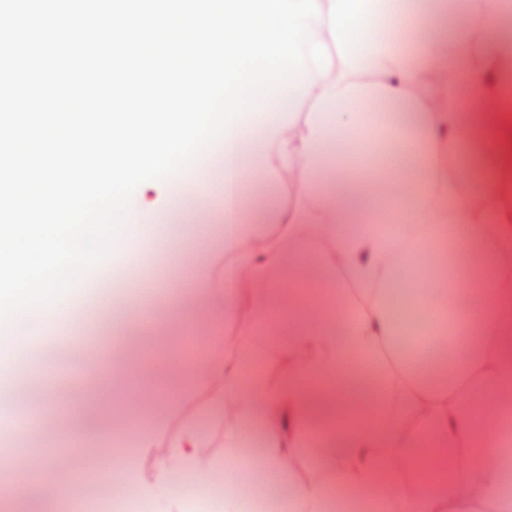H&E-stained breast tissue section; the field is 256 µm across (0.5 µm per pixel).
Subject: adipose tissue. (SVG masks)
<instances>
[{"mask_svg": "<svg viewBox=\"0 0 512 512\" xmlns=\"http://www.w3.org/2000/svg\"><path fill=\"white\" fill-rule=\"evenodd\" d=\"M316 3L309 25L331 64L307 62L274 92L278 109L247 112L215 143L230 262L219 277L198 264L167 316L247 320L266 359L305 352L314 382L248 372L249 350L110 369L94 420L103 404L131 405L148 419L137 447L163 450L147 478L115 464L114 493L133 484L148 512H189L185 485L220 472L218 512H245L246 470L286 487L276 512H512V43L496 35L512 0H477L474 22L448 0ZM204 171L142 187L113 265L170 255L146 227L172 218ZM401 267L428 315L420 344L389 301ZM69 304L13 317L30 329L0 361V394L41 369V328ZM197 383L205 414L174 419L161 385ZM208 420L224 427V454L203 467Z\"/></svg>", "mask_w": 512, "mask_h": 512, "instance_id": "obj_1", "label": "adipose tissue"}]
</instances>
